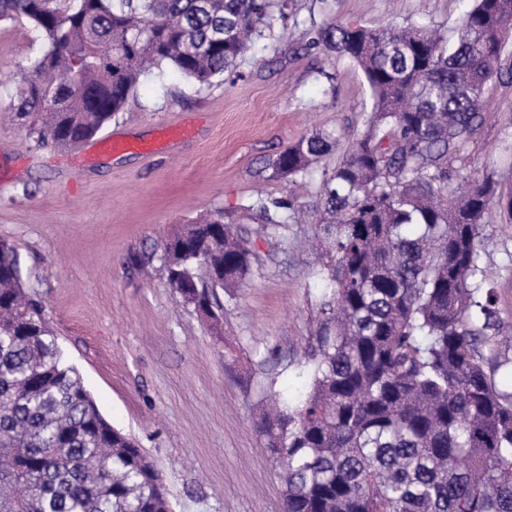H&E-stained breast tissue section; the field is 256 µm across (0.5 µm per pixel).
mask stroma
Wrapping results in <instances>:
<instances>
[{
  "instance_id": "obj_1",
  "label": "stroma",
  "mask_w": 512,
  "mask_h": 512,
  "mask_svg": "<svg viewBox=\"0 0 512 512\" xmlns=\"http://www.w3.org/2000/svg\"><path fill=\"white\" fill-rule=\"evenodd\" d=\"M295 23L261 41L259 64L199 86L172 67L141 78L124 110L95 138L58 150L12 117L13 90L40 51L27 23L0 26V239L21 253L28 293L40 301L67 359L112 426L159 469L175 512H281V470L259 432L258 401L297 396L298 371L320 319L325 283L312 224L291 225L286 249L261 238L251 277L224 301V337L169 288L161 261L131 253L201 214L246 219L256 195H287L261 181L272 154L315 130L344 141L336 165L373 107L350 58L307 49L310 24L426 22L455 38L460 0H295ZM487 97L494 116L471 167L512 192V85ZM124 134L112 151L110 134ZM483 258L498 293L500 332L512 336V219L492 210Z\"/></svg>"
}]
</instances>
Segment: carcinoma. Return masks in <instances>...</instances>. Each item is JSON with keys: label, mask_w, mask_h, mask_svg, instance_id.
I'll return each instance as SVG.
<instances>
[{"label": "carcinoma", "mask_w": 512, "mask_h": 512, "mask_svg": "<svg viewBox=\"0 0 512 512\" xmlns=\"http://www.w3.org/2000/svg\"><path fill=\"white\" fill-rule=\"evenodd\" d=\"M294 0H0V24L42 39L16 90L15 117L70 148L124 110L166 65L200 86L231 72L287 23ZM456 40L432 24L312 28L310 48L353 60L374 100L361 133L321 174L312 206L289 193L245 210L268 245L317 226L329 262L326 318L295 401L262 398L260 434L284 478L287 512H512V394L485 371L499 323L481 255L492 209L512 216L494 174L471 175L494 82L512 75V0H470ZM340 136L319 130L273 154L266 180L312 175ZM160 256L180 301L248 278L244 228L217 209L131 256ZM0 512H172L156 466L101 415L27 292L18 249L0 241Z\"/></svg>", "instance_id": "cac0c4a2"}]
</instances>
